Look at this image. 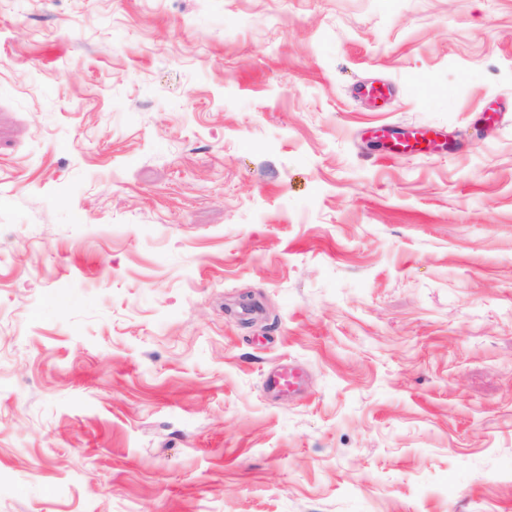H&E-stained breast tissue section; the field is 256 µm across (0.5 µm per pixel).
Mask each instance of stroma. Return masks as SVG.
<instances>
[{
	"label": "stroma",
	"instance_id": "35a3bbf8",
	"mask_svg": "<svg viewBox=\"0 0 512 512\" xmlns=\"http://www.w3.org/2000/svg\"><path fill=\"white\" fill-rule=\"evenodd\" d=\"M0 512H512V0H0Z\"/></svg>",
	"mask_w": 512,
	"mask_h": 512
}]
</instances>
